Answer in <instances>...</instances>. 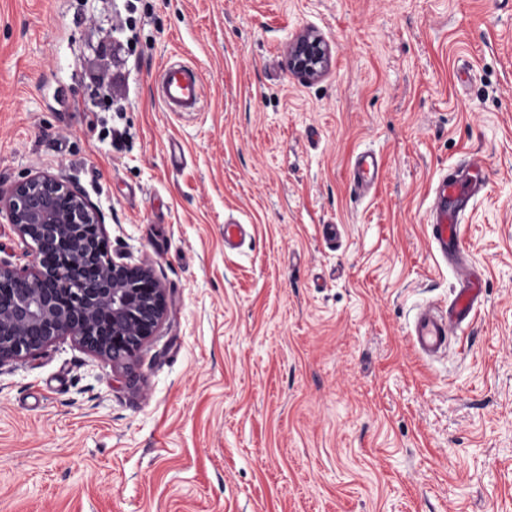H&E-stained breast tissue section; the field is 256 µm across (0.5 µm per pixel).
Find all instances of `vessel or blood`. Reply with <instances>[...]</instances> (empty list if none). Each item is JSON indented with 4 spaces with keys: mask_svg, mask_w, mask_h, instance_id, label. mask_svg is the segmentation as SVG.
Listing matches in <instances>:
<instances>
[{
    "mask_svg": "<svg viewBox=\"0 0 512 512\" xmlns=\"http://www.w3.org/2000/svg\"><path fill=\"white\" fill-rule=\"evenodd\" d=\"M158 99L171 112L202 111L203 83L191 67L180 62L168 63L160 77ZM464 168L466 173L462 176L439 175L432 188L428 233L440 262L454 271L456 286L449 304L423 303L409 320V343L428 362L446 355L451 335L473 321L482 293V273L470 264L461 248V223L485 185L483 162L471 155ZM380 171L381 163L374 153H359L351 170L354 191H370Z\"/></svg>",
    "mask_w": 512,
    "mask_h": 512,
    "instance_id": "1",
    "label": "vessel or blood"
}]
</instances>
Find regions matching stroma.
Returning a JSON list of instances; mask_svg holds the SVG:
<instances>
[{
  "label": "stroma",
  "mask_w": 512,
  "mask_h": 512,
  "mask_svg": "<svg viewBox=\"0 0 512 512\" xmlns=\"http://www.w3.org/2000/svg\"><path fill=\"white\" fill-rule=\"evenodd\" d=\"M307 31L315 81L286 67ZM170 60L202 111L158 101ZM472 154L482 302L428 363L431 187ZM39 171L168 309L127 365L67 338L0 367V512H512V0H0V187ZM329 65V48L317 35L302 34L288 49V68L308 80L323 76ZM381 163L373 152L359 153L352 166L351 184L354 191L361 195L372 189L380 177Z\"/></svg>",
  "instance_id": "obj_1"
}]
</instances>
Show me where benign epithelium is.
Instances as JSON below:
<instances>
[{"label":"benign epithelium","mask_w":512,"mask_h":512,"mask_svg":"<svg viewBox=\"0 0 512 512\" xmlns=\"http://www.w3.org/2000/svg\"><path fill=\"white\" fill-rule=\"evenodd\" d=\"M329 65L317 35L302 34L288 49V68L308 80ZM3 211L31 260L23 270L0 260V283L18 284L0 300V365L67 337L114 364L134 359L167 312L153 269L106 256L99 210L65 178L38 172L0 187Z\"/></svg>","instance_id":"7a95c632"}]
</instances>
